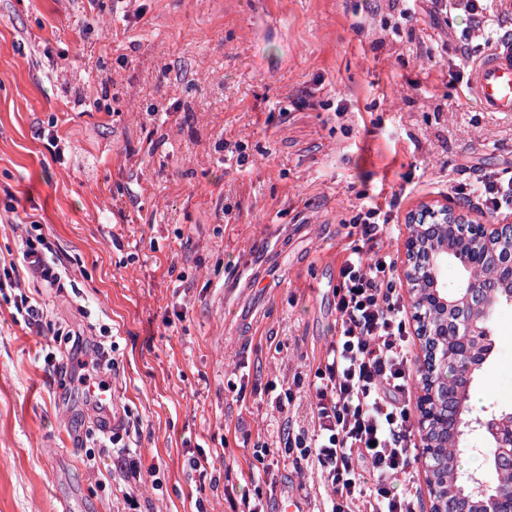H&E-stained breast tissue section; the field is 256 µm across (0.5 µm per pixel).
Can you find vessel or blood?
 I'll use <instances>...</instances> for the list:
<instances>
[{"label": "vessel or blood", "mask_w": 512, "mask_h": 512, "mask_svg": "<svg viewBox=\"0 0 512 512\" xmlns=\"http://www.w3.org/2000/svg\"><path fill=\"white\" fill-rule=\"evenodd\" d=\"M468 90L483 111L512 114L511 34L500 36L475 64Z\"/></svg>", "instance_id": "b4317fda"}]
</instances>
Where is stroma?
Wrapping results in <instances>:
<instances>
[{
    "label": "stroma",
    "instance_id": "obj_1",
    "mask_svg": "<svg viewBox=\"0 0 512 512\" xmlns=\"http://www.w3.org/2000/svg\"><path fill=\"white\" fill-rule=\"evenodd\" d=\"M467 24L422 13L409 31L388 0H0V207L16 205L0 258L42 224L73 284L27 294L115 362L114 407L96 410L60 370L65 347L0 292V512H123L111 460L87 461L122 420L138 426L140 512H243L258 493L287 512L292 489L324 512L316 470L253 457L284 417L312 427L307 391L284 416L265 388L312 382L335 340L363 203L390 207L398 257L410 213L512 171V115L448 82ZM281 239L248 300L260 319L234 338L225 290ZM494 332L476 387L512 408V305ZM218 447L208 473L190 468Z\"/></svg>",
    "mask_w": 512,
    "mask_h": 512
}]
</instances>
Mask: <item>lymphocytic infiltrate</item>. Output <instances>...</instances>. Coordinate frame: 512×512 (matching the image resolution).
<instances>
[{"instance_id":"obj_1","label":"lymphocytic infiltrate","mask_w":512,"mask_h":512,"mask_svg":"<svg viewBox=\"0 0 512 512\" xmlns=\"http://www.w3.org/2000/svg\"><path fill=\"white\" fill-rule=\"evenodd\" d=\"M504 0H391L402 25H412L418 13L433 17L464 14L469 26L448 63L451 83L462 84L483 53L480 33L500 29L507 16ZM457 194L475 211L512 215V175L491 172L459 183ZM391 221L376 205L360 207L352 222L358 238L348 247L339 267L335 291L337 334L315 371L311 433L295 430L284 419L279 445L315 466L329 493L328 512H421L412 492H395L397 479L411 480L408 469L417 454L412 431L408 380L412 351L406 307L395 283L396 261L379 243ZM22 257L0 271V291L16 292L17 316L42 336L63 330L46 309L19 291L20 275L49 288L62 287L69 268L52 249L41 225L30 224L22 239ZM68 353L76 381L105 387L113 362L97 347L83 355L81 331L69 333Z\"/></svg>"}]
</instances>
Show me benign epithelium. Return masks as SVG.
<instances>
[{
  "label": "benign epithelium",
  "instance_id": "1",
  "mask_svg": "<svg viewBox=\"0 0 512 512\" xmlns=\"http://www.w3.org/2000/svg\"><path fill=\"white\" fill-rule=\"evenodd\" d=\"M422 214L433 215L435 221L420 220ZM422 214L409 217L401 280L418 323L419 368L426 384L417 398L416 428L429 500L436 496V448L447 441V434L465 445L476 438L480 446L472 452L484 460L482 469L468 473L469 494L450 491L444 496L446 505L429 512H512V490L490 481L492 472L512 469V409L476 413L469 404L475 379L494 350L493 331L473 320L472 311L484 310L490 321L501 306L512 304V222L475 224L464 209L448 204L438 211L428 207ZM450 263L459 271L454 288L441 277ZM475 265L491 272L474 280L470 270ZM431 309L442 311L435 323L424 318Z\"/></svg>",
  "mask_w": 512,
  "mask_h": 512
}]
</instances>
